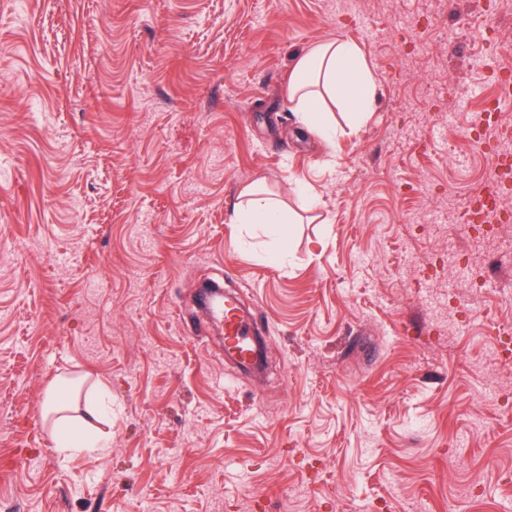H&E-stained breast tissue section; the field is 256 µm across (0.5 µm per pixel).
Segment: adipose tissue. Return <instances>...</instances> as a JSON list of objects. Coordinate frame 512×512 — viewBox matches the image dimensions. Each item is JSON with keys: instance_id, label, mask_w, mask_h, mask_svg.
Instances as JSON below:
<instances>
[{"instance_id": "1", "label": "adipose tissue", "mask_w": 512, "mask_h": 512, "mask_svg": "<svg viewBox=\"0 0 512 512\" xmlns=\"http://www.w3.org/2000/svg\"><path fill=\"white\" fill-rule=\"evenodd\" d=\"M376 85L357 45L348 40L321 42L294 61L291 99L310 123H320L321 100L344 104L358 118L372 112Z\"/></svg>"}]
</instances>
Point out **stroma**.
Instances as JSON below:
<instances>
[{
	"label": "stroma",
	"instance_id": "stroma-1",
	"mask_svg": "<svg viewBox=\"0 0 512 512\" xmlns=\"http://www.w3.org/2000/svg\"><path fill=\"white\" fill-rule=\"evenodd\" d=\"M348 2L0 0V512L512 507V266L480 287L497 248L452 223L512 11ZM334 39L376 102L314 131L291 69ZM249 188L289 223L241 218ZM212 280L267 378L198 312ZM55 390L106 452H59Z\"/></svg>",
	"mask_w": 512,
	"mask_h": 512
}]
</instances>
